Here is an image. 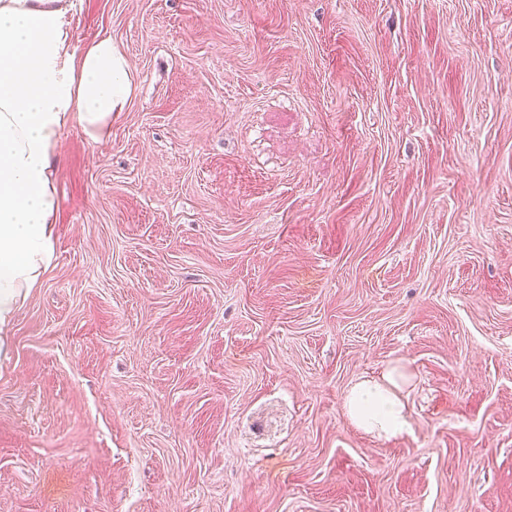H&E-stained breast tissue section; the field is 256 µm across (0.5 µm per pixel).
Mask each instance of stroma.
<instances>
[{
    "label": "stroma",
    "mask_w": 512,
    "mask_h": 512,
    "mask_svg": "<svg viewBox=\"0 0 512 512\" xmlns=\"http://www.w3.org/2000/svg\"><path fill=\"white\" fill-rule=\"evenodd\" d=\"M73 2L137 88L60 137L0 512H512V0ZM407 377L405 367L396 364L390 366L380 380L357 383L345 402L352 422L380 438H390L405 431L410 425L409 413L396 390Z\"/></svg>",
    "instance_id": "stroma-1"
}]
</instances>
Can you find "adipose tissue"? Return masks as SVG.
<instances>
[{
	"label": "adipose tissue",
	"instance_id": "1",
	"mask_svg": "<svg viewBox=\"0 0 512 512\" xmlns=\"http://www.w3.org/2000/svg\"><path fill=\"white\" fill-rule=\"evenodd\" d=\"M70 8V0H0V332L52 260L51 161L61 133L77 125L96 136L136 88L111 38L71 53ZM406 378L396 364L357 383L345 402L352 422L380 438L405 431L409 413L397 391Z\"/></svg>",
	"mask_w": 512,
	"mask_h": 512
}]
</instances>
